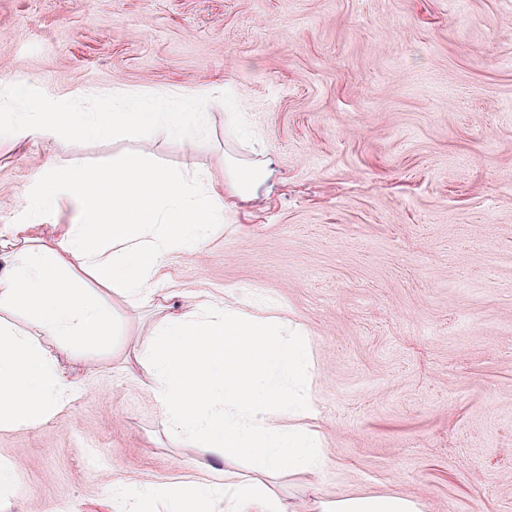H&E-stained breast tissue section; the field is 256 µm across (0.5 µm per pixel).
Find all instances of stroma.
I'll use <instances>...</instances> for the list:
<instances>
[{
    "instance_id": "stroma-1",
    "label": "stroma",
    "mask_w": 512,
    "mask_h": 512,
    "mask_svg": "<svg viewBox=\"0 0 512 512\" xmlns=\"http://www.w3.org/2000/svg\"><path fill=\"white\" fill-rule=\"evenodd\" d=\"M51 112H102L138 90L206 113L193 139L31 136L0 106V267L6 243L54 246L78 223L63 195L33 224L48 166L133 151L193 161L270 154L266 194L225 193L224 223L168 251L155 305L71 274L120 312L116 345L54 349L77 392L0 431L16 482L0 512H113L116 483L198 473L163 429L144 372L154 325L198 295L266 298L312 341L311 391L328 465L268 482L296 512L395 494L422 512H512V0H0V79Z\"/></svg>"
}]
</instances>
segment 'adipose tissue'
<instances>
[{"label": "adipose tissue", "mask_w": 512, "mask_h": 512, "mask_svg": "<svg viewBox=\"0 0 512 512\" xmlns=\"http://www.w3.org/2000/svg\"><path fill=\"white\" fill-rule=\"evenodd\" d=\"M16 102L15 122L42 135L63 129L105 139L117 132L194 139L205 129L202 112L167 111L160 98L126 95L110 112H33L11 81L0 98ZM272 175L269 161L231 165L224 186L237 196H258ZM277 318L245 313L210 300L194 316L167 317L137 355L152 379L166 431L192 443L202 471L230 457L247 459L253 477L226 486L209 480L127 489L128 512H145L161 499L167 512H291L266 476L311 472L324 464L322 441L306 420L316 415L311 392V341L300 327L284 332ZM71 400L56 358L35 337L0 322V430L46 420ZM318 512H420L399 496L323 500Z\"/></svg>", "instance_id": "ef3b65f1"}]
</instances>
